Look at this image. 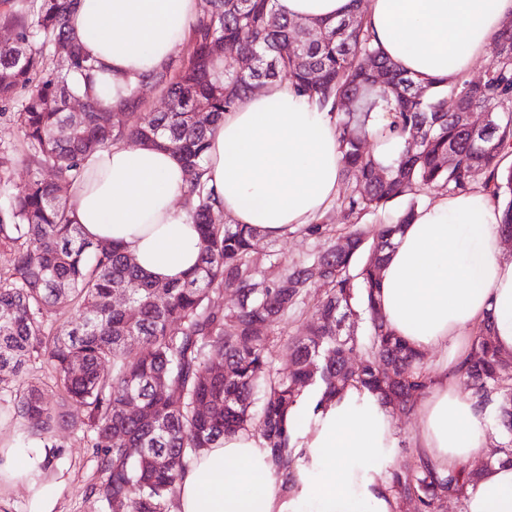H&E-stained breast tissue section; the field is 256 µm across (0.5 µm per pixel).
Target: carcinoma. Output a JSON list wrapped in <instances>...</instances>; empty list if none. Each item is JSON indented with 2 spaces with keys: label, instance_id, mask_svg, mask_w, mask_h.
Returning a JSON list of instances; mask_svg holds the SVG:
<instances>
[{
  "label": "carcinoma",
  "instance_id": "1",
  "mask_svg": "<svg viewBox=\"0 0 512 512\" xmlns=\"http://www.w3.org/2000/svg\"><path fill=\"white\" fill-rule=\"evenodd\" d=\"M76 0H0V102L20 100L0 118L20 128L31 167L0 215V245L12 252L0 271V383L13 379L12 410L23 440L48 447L56 432L74 427L70 408L87 414L95 433L100 484L90 494L100 512H172L177 484L190 463L224 436L258 435L278 470L292 481L296 461L286 417L305 395L330 401L349 387L367 389L393 410H412V396L431 378L423 354L393 335L377 308L380 267L395 235L416 211L413 199L431 188L462 192L492 180L491 198L504 209L512 237V19L495 42L498 55L484 76L423 82L386 56L358 15L301 24L277 0H204L180 50L146 82L166 96L165 112H149L131 93L118 124L95 99L97 66L67 27ZM223 40L255 58L240 72L232 56H214ZM67 52L60 56L56 44ZM287 80L324 110L339 107L336 138L342 155L339 196L348 218L384 212L397 200L411 203L371 232L343 228L340 248L330 246L307 262L252 259L255 230L217 224V200L208 190L204 156L209 135L224 113L270 82ZM455 98L484 121L471 126L448 111ZM83 101L82 120L69 104ZM398 139L393 157L365 149L370 135ZM128 140L168 148L189 176L192 214L200 230L198 267L184 281L160 283L138 268L123 248L85 240L71 220V199L60 193L84 175L93 153ZM315 281L325 293L317 319L288 346V371L273 368L274 330ZM230 297L215 310L209 296ZM126 303L112 306V294ZM83 309L77 319L66 317ZM137 311L130 320L127 310ZM365 323V334L351 326ZM362 353L354 365L351 356ZM44 359L62 396L49 402L23 379L29 363ZM460 379L481 403H494L512 459V357L496 349L490 329L475 336ZM151 409L150 422L126 414L130 397ZM206 408V413L199 408ZM481 472L462 466L445 477L421 460L396 464L385 482L398 504L414 512H442L461 500Z\"/></svg>",
  "mask_w": 512,
  "mask_h": 512
}]
</instances>
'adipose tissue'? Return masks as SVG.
<instances>
[{"instance_id": "ef3b65f1", "label": "adipose tissue", "mask_w": 512, "mask_h": 512, "mask_svg": "<svg viewBox=\"0 0 512 512\" xmlns=\"http://www.w3.org/2000/svg\"><path fill=\"white\" fill-rule=\"evenodd\" d=\"M300 21L336 20L351 0H278ZM201 0H79L68 27L99 67L113 101L182 46ZM512 0H368L365 19L387 56L421 80L454 79L487 55ZM204 178L225 217L276 240L314 223L335 202L341 181L336 115L319 112L288 82L267 84L225 113L209 139ZM178 156L149 144L115 146L88 157L69 187L73 220L92 242L125 247L162 281L187 276L199 259V233L186 206ZM503 211L483 185L441 196L403 225L380 273L378 306L394 334L447 358L406 442L442 475L485 461L463 512H512V464L488 462V410L462 391L459 368L479 327L512 354V254L504 249ZM303 456L295 487L256 436H225L205 449L178 484L174 512H395L383 473L402 442L388 409L351 388L317 404L305 397L287 417ZM46 451L23 462L7 453L0 484L24 487L27 512H57L61 481L42 469Z\"/></svg>"}]
</instances>
